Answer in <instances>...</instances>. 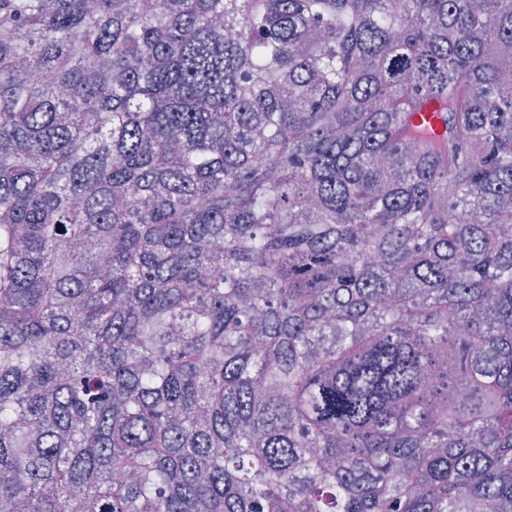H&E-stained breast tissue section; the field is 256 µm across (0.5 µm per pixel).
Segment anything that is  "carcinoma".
Masks as SVG:
<instances>
[{"instance_id":"1","label":"carcinoma","mask_w":512,"mask_h":512,"mask_svg":"<svg viewBox=\"0 0 512 512\" xmlns=\"http://www.w3.org/2000/svg\"><path fill=\"white\" fill-rule=\"evenodd\" d=\"M0 512H512V0H0Z\"/></svg>"}]
</instances>
